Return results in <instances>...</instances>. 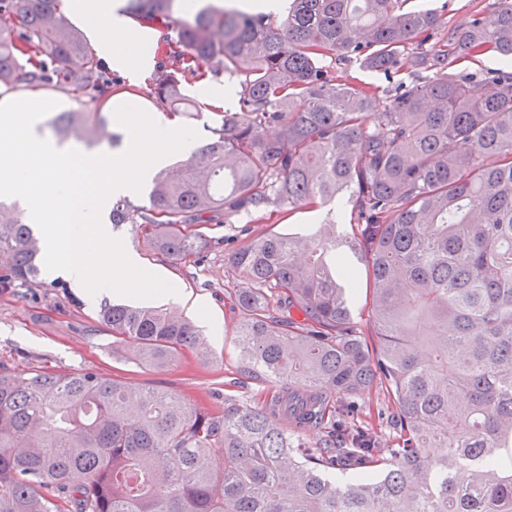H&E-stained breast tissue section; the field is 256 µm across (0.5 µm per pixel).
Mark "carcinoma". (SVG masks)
Returning a JSON list of instances; mask_svg holds the SVG:
<instances>
[{"mask_svg": "<svg viewBox=\"0 0 512 512\" xmlns=\"http://www.w3.org/2000/svg\"><path fill=\"white\" fill-rule=\"evenodd\" d=\"M118 12L169 30L149 43L159 109L185 110L189 79L224 73L239 92L211 142L157 172L149 204L113 201L112 223L137 225L154 254L199 260L205 224L347 194L358 232L333 219L305 236L246 228L224 255L245 281L231 303L239 373L270 387L262 403L209 409L90 371L0 374V512H512V0H490L435 52L422 45L442 19L411 0H289L280 21L189 0ZM487 53L504 68L476 96L473 76L448 69ZM329 58L434 78L379 93L336 82ZM0 86L100 109L121 90L62 0H0ZM50 126L91 150L109 122L73 111ZM40 250L1 202L0 289L38 285ZM354 260L372 282V351L349 329ZM100 318L142 364L206 354L174 312L106 304ZM374 394L391 435L348 420Z\"/></svg>", "mask_w": 512, "mask_h": 512, "instance_id": "obj_1", "label": "carcinoma"}]
</instances>
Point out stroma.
Instances as JSON below:
<instances>
[{"mask_svg":"<svg viewBox=\"0 0 512 512\" xmlns=\"http://www.w3.org/2000/svg\"><path fill=\"white\" fill-rule=\"evenodd\" d=\"M416 5L437 10L442 16L443 33L464 27L486 12L489 0H415ZM325 216L323 208L308 206L283 218L257 213L248 225L258 231L282 234L311 233ZM239 224H208L204 233L220 240L199 261H173L151 254L135 225L113 226V236L123 240L127 250L146 265L177 282L191 298L203 303L214 318L200 330L210 353L206 359L188 357L184 362L163 369L140 364L133 357V345H117L112 333L98 318L103 303H118V294L89 301L63 274L51 279L46 288H19L0 291V373L40 368L66 374L89 370L101 375L125 378L133 383L178 392L192 401L209 404L217 396L250 402L260 398L264 384L236 383L238 360L235 351L236 311L229 295L240 288L242 279L224 264V252L240 242Z\"/></svg>","mask_w":512,"mask_h":512,"instance_id":"stroma-1","label":"stroma"}]
</instances>
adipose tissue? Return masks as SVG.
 <instances>
[{"instance_id": "adipose-tissue-1", "label": "adipose tissue", "mask_w": 512, "mask_h": 512, "mask_svg": "<svg viewBox=\"0 0 512 512\" xmlns=\"http://www.w3.org/2000/svg\"><path fill=\"white\" fill-rule=\"evenodd\" d=\"M79 7L83 18L97 29L99 50L121 57L130 68H139L140 59L123 52L128 43L135 41V33L126 20L113 11L111 0H80Z\"/></svg>"}]
</instances>
